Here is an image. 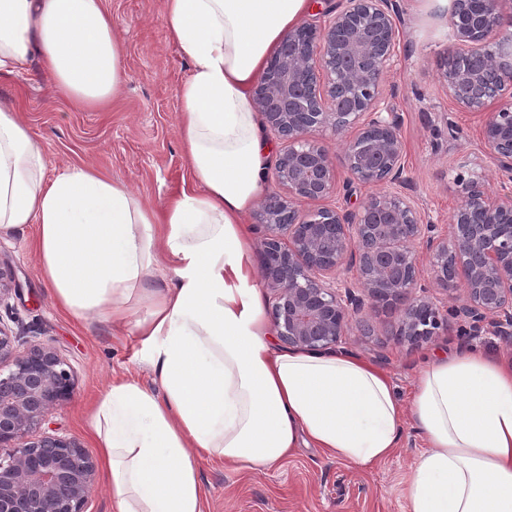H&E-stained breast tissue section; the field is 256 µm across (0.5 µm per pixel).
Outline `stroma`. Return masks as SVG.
<instances>
[{"label":"stroma","mask_w":512,"mask_h":512,"mask_svg":"<svg viewBox=\"0 0 512 512\" xmlns=\"http://www.w3.org/2000/svg\"><path fill=\"white\" fill-rule=\"evenodd\" d=\"M397 4L398 61L381 81V98L401 120L405 193L446 234L461 202L458 178L503 196L512 193V180L481 139V116L460 109L439 79L440 59L457 43L434 0ZM106 7L125 41L127 75L122 93L106 109L72 108L34 61L24 74L0 73V98L16 101L42 147L47 177L90 164L159 208L172 195L196 186L176 123L177 89L190 64L166 38L162 0H106ZM35 233L32 224L0 229V262L12 268L20 287L19 294L0 305V324L18 336L21 347L50 344L67 363L73 393L49 410L41 429L75 439L95 456L99 450L86 424L88 407L113 380L132 377L147 384L151 374L139 360L136 336L114 337L105 319L79 321L56 306L32 249ZM359 317L372 325L371 334L350 325L341 350L386 371L404 398L425 357L470 345L512 357V344L488 333L463 336L453 327L412 347L391 334L397 312L367 308ZM426 447L409 420L395 452L370 468L317 448L299 449L263 472L236 471L203 457L198 470L204 512H406L407 477Z\"/></svg>","instance_id":"1"}]
</instances>
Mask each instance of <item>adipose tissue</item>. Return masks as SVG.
<instances>
[{"label":"adipose tissue","instance_id":"1","mask_svg":"<svg viewBox=\"0 0 512 512\" xmlns=\"http://www.w3.org/2000/svg\"><path fill=\"white\" fill-rule=\"evenodd\" d=\"M309 7L164 0L166 36L191 65L177 121L198 187L159 209L89 166L46 179L39 142L0 101V229L36 225L57 303L137 336L153 376L113 382L88 416L113 512H203V454L258 471L320 448L368 467L392 454L408 417L427 448L407 512H512V362L478 347L432 357L404 401L360 357L271 341L246 225L272 154L252 90ZM34 54L78 109L105 106L126 81L105 0H0V70ZM159 276L166 287H153Z\"/></svg>","mask_w":512,"mask_h":512}]
</instances>
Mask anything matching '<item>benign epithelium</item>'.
<instances>
[{
    "label": "benign epithelium",
    "instance_id": "7a95c632",
    "mask_svg": "<svg viewBox=\"0 0 512 512\" xmlns=\"http://www.w3.org/2000/svg\"><path fill=\"white\" fill-rule=\"evenodd\" d=\"M322 26L302 23L281 42L254 90L267 127L286 146L274 166L278 190L259 212L267 231L258 253L276 291L275 326L284 343L309 351L342 342L352 314L400 308L399 340L417 346L457 324L465 336L512 338V196L458 177L462 203L451 238L426 224L401 190L405 167L399 117L381 105L382 77L397 62L396 0H339ZM505 0H452L448 22L460 49L439 63L455 103L485 115L481 138L512 180V37L496 36ZM495 110H490L492 105ZM342 164L347 184H385L353 211L308 219L300 199L333 194L338 171L312 132L352 127ZM426 242L435 281L463 287L466 302L440 309L419 281L413 243ZM344 266L353 282L326 279ZM73 393L70 371L47 343L19 350L0 326V512H85L98 466L76 440L40 431L45 414Z\"/></svg>",
    "mask_w": 512,
    "mask_h": 512
}]
</instances>
